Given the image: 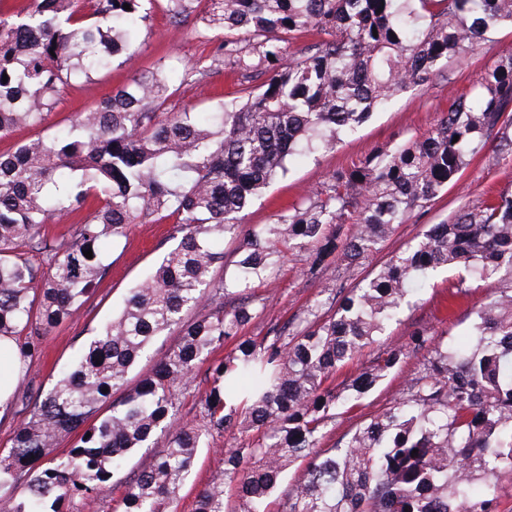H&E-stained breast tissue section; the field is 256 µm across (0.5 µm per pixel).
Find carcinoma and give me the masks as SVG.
<instances>
[{"label": "carcinoma", "mask_w": 512, "mask_h": 512, "mask_svg": "<svg viewBox=\"0 0 512 512\" xmlns=\"http://www.w3.org/2000/svg\"><path fill=\"white\" fill-rule=\"evenodd\" d=\"M155 2L0 7V138L42 124L71 81L131 60L151 33ZM163 2L175 26L199 17L212 44L206 65L159 60L67 129L0 153V339L15 340L26 367L38 337L78 313L106 275L102 239L165 219L180 235L49 389L15 391L26 416L0 456V512L90 510L128 456L160 437L153 461L124 477L117 509L177 512L201 449L226 432L244 443L225 450L195 512H226L229 486L240 512H264L298 460L307 461L305 478L282 492L281 512H495L496 486L486 478L512 467V192L460 207L368 276L337 285L329 307L316 298L263 336L244 330L264 313L248 293L285 252L307 254L311 279L330 258L351 279L396 225L456 184L488 146L512 158V54L487 67L476 94L454 97L427 135L334 172L326 189L273 224L245 232L237 218L291 157L333 147L394 95L512 25V0ZM303 31L318 40L305 55L285 57V38ZM224 64L240 74L236 97L210 112L169 111L198 71ZM259 74L267 81L252 85ZM56 217L76 225L50 240L42 227ZM241 232L232 273L216 276L218 245ZM31 251L47 265L33 263ZM439 269L460 293L489 279L505 286L475 313L466 338L436 341L416 324L405 345L330 386L410 307L411 283ZM226 298L237 304L224 309ZM172 329L175 345L128 387L132 368ZM226 341L234 350L211 359ZM411 357L422 369L392 405L318 450L328 426ZM192 376L204 385L203 423L181 426L179 390Z\"/></svg>", "instance_id": "carcinoma-1"}]
</instances>
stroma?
I'll list each match as a JSON object with an SVG mask.
<instances>
[{"instance_id": "1", "label": "stroma", "mask_w": 512, "mask_h": 512, "mask_svg": "<svg viewBox=\"0 0 512 512\" xmlns=\"http://www.w3.org/2000/svg\"><path fill=\"white\" fill-rule=\"evenodd\" d=\"M210 50V45L200 36V25L195 19H188L178 27L171 26L158 2L154 6L151 34L132 63L100 73L90 81L71 82L64 88L56 110L41 127L16 130L10 138L0 140V151L37 133L63 128L76 112L95 106L113 89L128 83L134 74L148 69L158 59L166 58L189 68ZM510 52L512 28H499L491 42L465 57L449 59L427 85L397 94L354 133L342 137L333 149L291 160L287 175L277 179L245 211L244 228L274 223L280 214L291 210L306 194L321 190L334 172L350 168L397 142L427 134L456 95L472 91L484 69L499 56ZM239 80V74L229 68L211 71L183 85L170 99L169 108L174 112L186 109L210 111L218 101L232 100ZM490 190L512 191V159H498L489 151L475 158L458 183L449 187L426 210L411 214L404 224L399 225L385 242L384 252L404 249L431 225L448 218L462 205L480 202ZM171 232L172 224L168 221L131 224L123 237L106 242L103 246L109 263L106 275L78 315L63 321L49 335L39 339L37 353L27 373L18 376V383L32 392L48 387L59 370L74 360L82 343L121 309L128 288L148 276L163 255L175 246ZM305 269L303 256L288 255L281 266L274 269L270 280L255 286L250 298L252 306L271 301L274 315L285 322L299 315L320 290L334 288L342 280L341 269L333 264L315 280L307 277ZM500 286V281L486 280L467 294L457 295L448 289L447 272L434 274L427 288L419 292L415 306L405 310L400 322L391 326L388 345L405 344L410 327L418 322L426 324L438 335L463 334L470 326L472 311L494 299ZM419 368L418 359H404L382 384L363 396L357 407L340 415L329 426L321 449L333 447L361 422L386 410ZM231 444V436L227 433L210 438L208 448L202 449L181 492L178 512H194L198 491L212 471L223 467L224 450Z\"/></svg>"}]
</instances>
